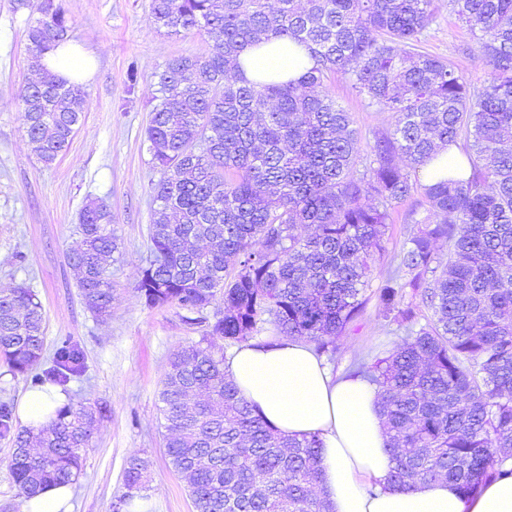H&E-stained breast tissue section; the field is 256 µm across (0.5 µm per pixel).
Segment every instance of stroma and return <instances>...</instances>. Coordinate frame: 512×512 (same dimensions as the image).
I'll return each mask as SVG.
<instances>
[{
  "instance_id": "1",
  "label": "stroma",
  "mask_w": 512,
  "mask_h": 512,
  "mask_svg": "<svg viewBox=\"0 0 512 512\" xmlns=\"http://www.w3.org/2000/svg\"><path fill=\"white\" fill-rule=\"evenodd\" d=\"M63 6L93 73L81 81L83 114L68 150L46 166L32 151L19 104L21 91L42 73L27 48L35 15L16 0H0V288L23 282L35 291L45 314L47 350L67 339L84 353L85 370L68 383L67 402L103 409L82 454L69 512H113L125 491V462L134 453L150 467L143 497L132 501L133 512H195L186 481L168 463L158 391L173 353L198 343L203 330L189 324L177 306L149 307L136 291L149 257L151 184L159 178L141 142L155 105V73L174 56L206 54L212 40L196 29H157L150 0H63ZM424 48L474 84L486 77L477 44L450 14L448 0H439ZM132 62L139 71L133 87L127 83ZM325 87L351 112L359 154L369 157L376 133L390 123L388 114L368 106L343 75L330 76ZM91 199L110 207L121 243L110 267L112 314L105 319L85 305L67 261L81 239L80 210ZM425 214L419 191L395 206L384 249L373 257L372 286L388 278L415 217ZM403 336L402 329L378 316L375 302H368L341 337L331 368L343 375L354 355L374 360Z\"/></svg>"
}]
</instances>
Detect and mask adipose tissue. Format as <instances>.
Listing matches in <instances>:
<instances>
[{
    "mask_svg": "<svg viewBox=\"0 0 512 512\" xmlns=\"http://www.w3.org/2000/svg\"><path fill=\"white\" fill-rule=\"evenodd\" d=\"M240 63L250 80L269 72L298 80L312 66L304 47L283 39L262 41ZM224 368L282 435L321 439L320 493L333 512H512L511 475L487 481L468 496L444 480L410 490L383 488L391 462L375 390L360 379L336 378L313 346L286 337L271 346L249 342L231 351ZM63 401L56 389L29 392L20 418L40 431Z\"/></svg>",
    "mask_w": 512,
    "mask_h": 512,
    "instance_id": "ef3b65f1",
    "label": "adipose tissue"
}]
</instances>
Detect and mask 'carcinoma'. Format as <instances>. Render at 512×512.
Wrapping results in <instances>:
<instances>
[{"label": "carcinoma", "instance_id": "cac0c4a2", "mask_svg": "<svg viewBox=\"0 0 512 512\" xmlns=\"http://www.w3.org/2000/svg\"><path fill=\"white\" fill-rule=\"evenodd\" d=\"M434 2L151 0L157 28L214 38L207 54L175 56L158 73L141 143L160 177L136 290L147 306L176 305L205 328L202 342L173 354L158 393L169 464L188 473L196 512H328L320 439L279 435L227 378V349L270 332L335 352L368 301L369 259L383 249L390 209L419 188L426 215L375 292L379 316L407 334L374 363L354 362L349 377L375 387L390 484L444 479L469 495L512 475V0H448L488 66L479 86L419 49ZM20 4L37 14L31 51L42 57L70 40L61 0ZM264 38L304 45L313 67L295 82L236 76L240 56ZM336 72L392 119L361 170L352 116L319 90ZM84 97L48 70L20 94L44 165L68 149ZM462 140L468 176L434 169L421 186L411 177ZM79 223L68 261L84 302L107 316L108 260L119 249L112 211L91 200ZM305 226L314 234L303 236ZM441 242L448 262L439 267ZM422 306L431 311L424 325ZM44 331L33 289H0V361L34 387L64 388L82 373L83 352L62 340L52 366L36 372ZM100 414L68 403L35 435L15 428L12 404L0 402L20 494L75 483ZM148 467L127 458L115 509L144 489Z\"/></svg>", "mask_w": 512, "mask_h": 512}]
</instances>
